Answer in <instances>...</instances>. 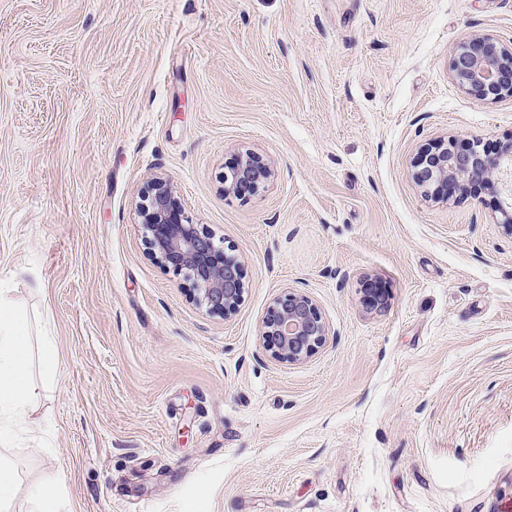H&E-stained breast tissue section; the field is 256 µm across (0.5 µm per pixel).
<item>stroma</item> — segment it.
I'll use <instances>...</instances> for the list:
<instances>
[{"mask_svg":"<svg viewBox=\"0 0 512 512\" xmlns=\"http://www.w3.org/2000/svg\"><path fill=\"white\" fill-rule=\"evenodd\" d=\"M512 52V0H0V288L33 364L20 483L60 512H501L512 503V236L495 191L427 198L439 142H512V96L452 51ZM271 179L245 196V152ZM167 179L233 246L232 317L151 257ZM329 328L300 364L259 326L288 290ZM451 70L463 88L480 99L512 94V56L489 39H475L457 48ZM271 175L272 169L261 155L246 152L236 165L224 172V191L238 195L242 194L236 192L237 187H247L249 191H254Z\"/></svg>","mask_w":512,"mask_h":512,"instance_id":"1","label":"stroma"}]
</instances>
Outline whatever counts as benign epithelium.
I'll return each mask as SVG.
<instances>
[{
    "label": "benign epithelium",
    "instance_id": "1",
    "mask_svg": "<svg viewBox=\"0 0 512 512\" xmlns=\"http://www.w3.org/2000/svg\"><path fill=\"white\" fill-rule=\"evenodd\" d=\"M451 70L463 88L480 99L512 94V56L488 39H475L457 48ZM271 175L272 169L261 155L247 152L224 172V191L234 194L239 187L254 191ZM413 177L425 192L446 198L467 191L471 181H489L498 187L501 227L512 235V146L495 154L474 145L461 150L431 148L421 155ZM143 198L140 217L151 254L191 281L200 306L226 318L234 315L245 293L241 263L216 245L203 226L184 216L165 178L152 177ZM258 336L272 359L296 364L318 353L326 342L328 327L315 300L293 290L275 299Z\"/></svg>",
    "mask_w": 512,
    "mask_h": 512
}]
</instances>
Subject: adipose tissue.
<instances>
[{
  "mask_svg": "<svg viewBox=\"0 0 512 512\" xmlns=\"http://www.w3.org/2000/svg\"><path fill=\"white\" fill-rule=\"evenodd\" d=\"M31 330L8 291L0 289V447H8L36 396L30 375Z\"/></svg>",
  "mask_w": 512,
  "mask_h": 512,
  "instance_id": "ef3b65f1",
  "label": "adipose tissue"
}]
</instances>
